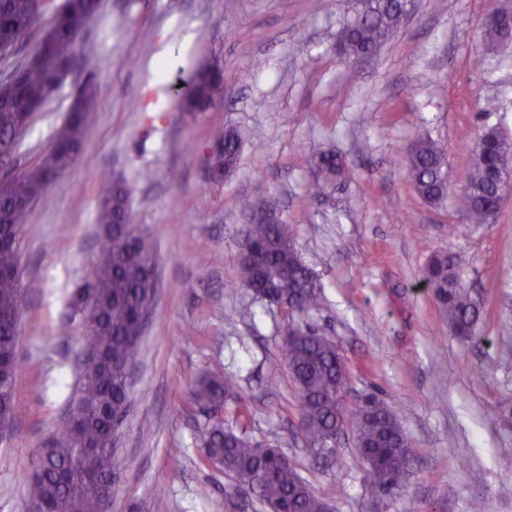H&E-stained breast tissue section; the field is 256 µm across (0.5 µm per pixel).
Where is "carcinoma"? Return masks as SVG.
Returning <instances> with one entry per match:
<instances>
[{"label": "carcinoma", "instance_id": "carcinoma-1", "mask_svg": "<svg viewBox=\"0 0 512 512\" xmlns=\"http://www.w3.org/2000/svg\"><path fill=\"white\" fill-rule=\"evenodd\" d=\"M34 0H0V42L22 34L29 26ZM346 21L336 49L354 61H364L391 42L413 9L414 0H341ZM98 0H69L50 16L56 33L52 55L31 59L21 68L18 85H0V173L12 178L0 192V367L16 371L17 326L22 308L19 239L30 207L48 193L53 179L66 173L84 144L89 111L95 100L93 81L85 89V108L72 112L57 131L51 147L34 164L21 167L18 136L23 128L19 105H44L52 96L54 63L79 60L77 36L92 21ZM505 11L492 9L482 26V36L493 42L508 37ZM211 99L206 82L195 85L193 99H184L187 112L205 109ZM488 149L474 151L458 207L475 225L494 222L499 205L497 185L490 179V164L500 163L512 174V139L494 128ZM217 150L210 167L222 176L237 165L242 136L234 129L214 133ZM446 149L429 136H418L404 150V164L415 192L433 205L449 194L445 171ZM312 196L324 193L343 176L345 165L333 151L309 159ZM102 238L91 277L74 295L73 307L92 305L86 323L85 352L99 355L84 366L81 396L45 448L29 483V500L41 512H103L101 484L113 475L118 460L110 446L111 431L118 430L130 406L126 367L134 360L143 337L144 314L152 313L156 294V254L140 225L133 223L130 189L121 181L102 182ZM259 222L247 225L241 241L246 256L239 265V282L288 308L298 318L285 339V357L300 398V430L317 455L332 451L336 433L351 431L364 444L358 449L369 482L381 489L399 491L409 475L410 449L396 448L406 433L399 418L385 406L366 412L346 404L347 371L335 343L301 327L304 317L320 305L321 289L312 268L296 247L289 225L266 201L251 205ZM424 280L456 336L479 341L481 309L456 272L455 260L438 254L426 268ZM234 380L221 370L211 371L196 383L193 401L219 411L235 392ZM204 458L221 466L231 482L225 493L232 498L255 495L274 512H323L324 500L295 469L282 449L251 441L222 420L203 437Z\"/></svg>", "mask_w": 512, "mask_h": 512}]
</instances>
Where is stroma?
<instances>
[{"label":"stroma","instance_id":"35a3bbf8","mask_svg":"<svg viewBox=\"0 0 512 512\" xmlns=\"http://www.w3.org/2000/svg\"><path fill=\"white\" fill-rule=\"evenodd\" d=\"M487 4L415 0L395 40L352 64L336 52L339 0H101L80 43L104 62L83 150L20 234L0 512H26L36 450L78 397L87 327L72 299L101 236L98 183L116 179L131 186L134 221L154 244L157 294L115 440L112 512H154L159 500L166 512H266L256 497L227 498L229 477L204 460L211 419L190 394L216 366L237 381L224 419L282 448L332 512H470L476 500L512 512V195L495 223L471 225L454 197L423 201L400 159L430 136L447 147L456 187L484 129L512 138V40H483ZM207 63L221 68L224 96L184 112L173 87ZM85 78L75 68L36 113L21 162L48 149ZM221 127L245 139L234 172L217 179L208 150ZM326 149L347 169L314 199L308 160ZM258 198L278 208L317 276L322 306L307 320L339 348L348 405L376 399L403 425L413 461L399 492L368 482L352 434L318 457L299 432L283 347L292 318L236 283L243 204ZM437 254L457 258L483 308L480 344L455 336L424 282Z\"/></svg>","mask_w":512,"mask_h":512}]
</instances>
